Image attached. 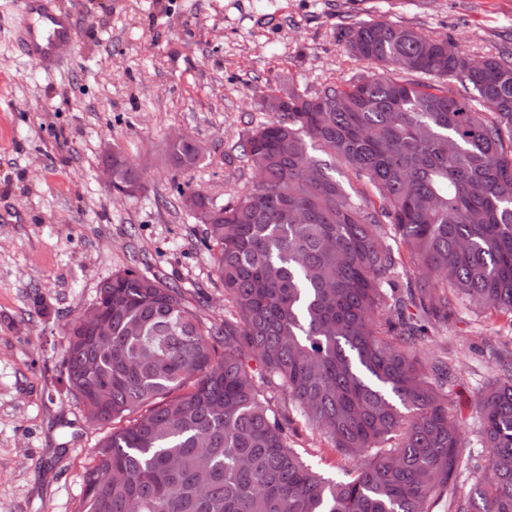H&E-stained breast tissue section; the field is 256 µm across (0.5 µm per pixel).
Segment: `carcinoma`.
<instances>
[{
	"instance_id": "cac0c4a2",
	"label": "carcinoma",
	"mask_w": 512,
	"mask_h": 512,
	"mask_svg": "<svg viewBox=\"0 0 512 512\" xmlns=\"http://www.w3.org/2000/svg\"><path fill=\"white\" fill-rule=\"evenodd\" d=\"M344 38L379 72L288 87V111L241 143L260 181L207 225L224 321L127 269L97 292L107 344L66 331V388L112 426L79 512H434L445 497L448 512H512V350L477 403L488 476L460 453L453 367L428 372L414 350L456 302L512 319V51L474 67L451 39L386 20ZM168 154L179 169L201 161L182 143ZM339 166L375 197L351 195ZM137 168L112 151V188ZM403 250L422 273L397 292ZM297 422L323 434L336 475L289 444ZM463 473L457 498L449 478Z\"/></svg>"
}]
</instances>
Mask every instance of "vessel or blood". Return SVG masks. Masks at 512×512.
Masks as SVG:
<instances>
[{
  "label": "vessel or blood",
  "mask_w": 512,
  "mask_h": 512,
  "mask_svg": "<svg viewBox=\"0 0 512 512\" xmlns=\"http://www.w3.org/2000/svg\"><path fill=\"white\" fill-rule=\"evenodd\" d=\"M19 6V41L24 53L44 69L59 67L60 48L76 37L69 17L56 7L54 0H20Z\"/></svg>",
  "instance_id": "b4317fda"
}]
</instances>
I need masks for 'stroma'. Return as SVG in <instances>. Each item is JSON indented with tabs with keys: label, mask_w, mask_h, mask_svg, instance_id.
I'll return each instance as SVG.
<instances>
[{
	"label": "stroma",
	"mask_w": 512,
	"mask_h": 512,
	"mask_svg": "<svg viewBox=\"0 0 512 512\" xmlns=\"http://www.w3.org/2000/svg\"><path fill=\"white\" fill-rule=\"evenodd\" d=\"M77 28L63 64L43 71L18 44V0H0V512H77L108 428L64 385L67 325L100 284L127 268L181 288L209 321L224 319V287L205 227L179 207L200 189L220 203L254 188L242 140L265 123L268 89L310 91L370 77L350 56L347 26L384 19L452 38L482 58L512 44V0H56ZM188 131L208 152L176 169L162 149ZM144 165L146 190L121 198L100 178L102 145ZM512 346V320L456 307L421 345L458 383L448 410L486 469L479 391ZM292 445L318 472L336 457L316 431Z\"/></svg>",
	"instance_id": "35a3bbf8"
}]
</instances>
